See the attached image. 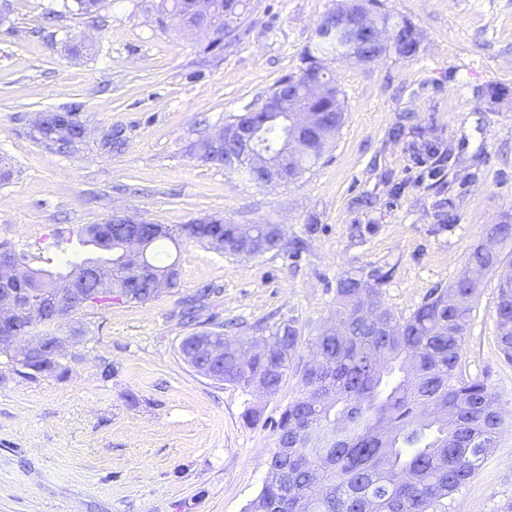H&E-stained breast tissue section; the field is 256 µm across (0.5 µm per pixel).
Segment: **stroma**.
I'll return each instance as SVG.
<instances>
[{"instance_id":"obj_1","label":"stroma","mask_w":512,"mask_h":512,"mask_svg":"<svg viewBox=\"0 0 512 512\" xmlns=\"http://www.w3.org/2000/svg\"><path fill=\"white\" fill-rule=\"evenodd\" d=\"M219 53L202 36L158 26L151 0H106L91 26L72 14L45 23L62 0H8L0 16V240L41 266L60 257L57 231L98 224L116 211L155 224L224 213L238 224H284L309 236L299 258L220 255L195 242L168 248L180 285L147 304L113 302L82 318L68 344L66 378L25 379L0 367V512H245L267 475L274 424L301 390L289 370L271 398L197 373L179 344L191 331L233 322L294 321L297 363L336 307L344 273L387 272L382 300L410 314L432 288L461 273L486 225L512 222V0H382L421 31L412 60L332 65L346 122L297 183L260 188L196 161L200 132L220 130L297 71L316 25L339 0H246ZM502 99L486 96L491 87ZM79 105L91 136L79 151L41 143L37 113ZM433 128L457 160L438 188L432 159L397 121ZM124 146L101 149L103 132ZM452 198L456 221L434 233L435 204ZM317 224L307 233L308 224ZM209 289L197 322L182 301ZM497 280L474 304L464 367L488 378L512 415V363L496 339ZM111 363V378L101 375ZM260 418L247 424L243 414ZM448 512H512V429Z\"/></svg>"}]
</instances>
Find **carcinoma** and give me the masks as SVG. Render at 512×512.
<instances>
[{"instance_id":"obj_1","label":"carcinoma","mask_w":512,"mask_h":512,"mask_svg":"<svg viewBox=\"0 0 512 512\" xmlns=\"http://www.w3.org/2000/svg\"><path fill=\"white\" fill-rule=\"evenodd\" d=\"M75 14L100 18L104 0H71ZM246 9L245 0H213L214 26L222 35L207 45L208 52L224 49V36L235 32ZM161 22L186 26L195 20L191 0H159ZM342 43L313 36L300 53L301 66L279 83L302 86L319 74L334 92L318 98L303 97L302 107L324 118L315 129L316 145L295 154L284 127L286 116H262L271 165H291L299 180L324 156L344 124V102L331 71L322 68L327 56L343 53ZM80 113L58 121L39 132L46 145L73 152ZM237 152L236 139L224 140L223 152L215 158L197 160L224 165ZM257 187H268L262 172L246 161L235 167ZM109 226L85 224L75 237L103 258H86L80 264L52 271L32 267L16 253L11 242L0 240V253L13 256L14 266L28 276L17 288L27 305L18 317V332L34 340L45 336L65 344L57 335L62 323L41 312V300L54 288L64 286L71 272L86 264L112 269L109 284L93 272H84L79 288L87 299L80 310L93 316L112 301L146 304L159 297L153 284L139 282L137 271L119 260L113 250L103 249L98 239ZM236 224L213 213L184 224L164 226L146 245L145 260L158 270L171 273V288L179 281V266L160 259V248L169 242H198L229 256L253 258L284 252L296 258L304 241L281 243L273 225H253L255 245L238 249L232 243ZM495 237L501 247L488 253L479 243L466 260L461 277L445 288H434L407 316H399L381 300V285L388 275L346 273L336 282V312L312 341L319 369L302 370L300 395L281 413L274 428L276 448L267 461L268 478L248 512H448L453 498L481 469L506 422L498 394L484 380L463 371V351L472 311L471 302L486 278L498 282L496 336L505 358L512 362V224H489L483 239ZM258 350L240 354L238 339L220 329L202 330L182 339L180 353L198 373L216 381L258 387L275 396L298 351V330L290 320L252 326ZM212 341L222 348L211 361L199 351ZM3 364L19 376L63 378L70 367L57 355L46 352L31 365L0 348Z\"/></svg>"}]
</instances>
